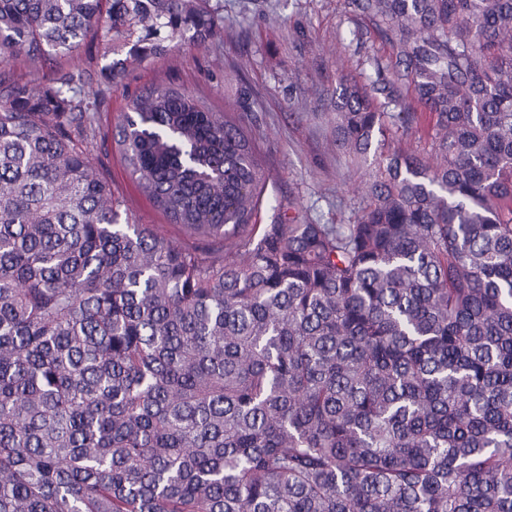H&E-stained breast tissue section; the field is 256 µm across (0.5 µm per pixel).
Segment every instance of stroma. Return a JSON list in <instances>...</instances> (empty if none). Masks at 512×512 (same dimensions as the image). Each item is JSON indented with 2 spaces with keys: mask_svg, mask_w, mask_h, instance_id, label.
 <instances>
[{
  "mask_svg": "<svg viewBox=\"0 0 512 512\" xmlns=\"http://www.w3.org/2000/svg\"><path fill=\"white\" fill-rule=\"evenodd\" d=\"M223 24L202 44H182L168 55L132 65L113 82L108 38L89 39L62 64L33 66L16 61L15 80L35 88L54 84L61 71L87 70L94 81L86 89L100 98L102 121L113 124L126 98L144 88L176 85L204 99L216 112L237 105L253 130L255 146L268 175L270 194L290 200L294 212L322 224L348 220L357 209L354 192L370 172L348 157L325 150L333 135L330 111L342 72L353 62L389 63L383 44L363 16L347 11L343 0H219ZM365 34L346 44L351 30ZM317 84L323 99L307 97ZM102 169L125 195L133 222L158 225L166 237L183 241L171 224L137 190L116 147H109Z\"/></svg>",
  "mask_w": 512,
  "mask_h": 512,
  "instance_id": "1",
  "label": "stroma"
}]
</instances>
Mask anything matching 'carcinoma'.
I'll return each mask as SVG.
<instances>
[{"label":"carcinoma","mask_w":512,"mask_h":512,"mask_svg":"<svg viewBox=\"0 0 512 512\" xmlns=\"http://www.w3.org/2000/svg\"><path fill=\"white\" fill-rule=\"evenodd\" d=\"M347 5L394 65L342 76L374 168L317 224L184 89L111 127L90 75L10 73L102 26L121 81L220 7L0 0V512H512V0ZM108 141L192 242L129 223Z\"/></svg>","instance_id":"cac0c4a2"}]
</instances>
